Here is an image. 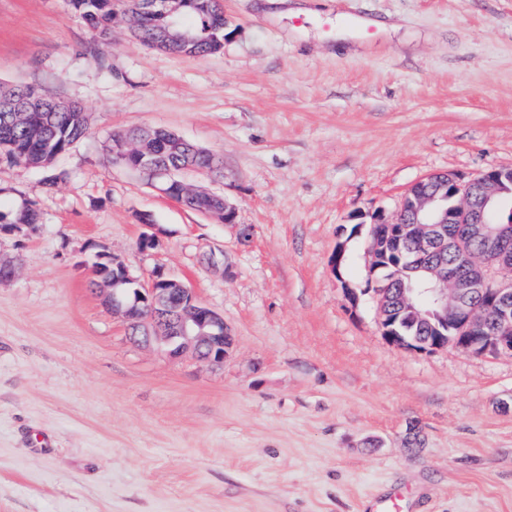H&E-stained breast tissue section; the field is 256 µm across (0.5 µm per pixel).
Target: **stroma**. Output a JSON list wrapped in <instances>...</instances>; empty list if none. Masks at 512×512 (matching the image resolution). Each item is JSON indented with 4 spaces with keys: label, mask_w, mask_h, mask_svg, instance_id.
Wrapping results in <instances>:
<instances>
[{
    "label": "stroma",
    "mask_w": 512,
    "mask_h": 512,
    "mask_svg": "<svg viewBox=\"0 0 512 512\" xmlns=\"http://www.w3.org/2000/svg\"><path fill=\"white\" fill-rule=\"evenodd\" d=\"M261 2L218 0L224 46L200 57L121 13L103 45L68 0H0V83L90 122L53 190L0 164V211L41 213L0 230V512H373L395 492L512 512V356L388 342L366 253L414 183L512 168V0ZM141 127L223 157L181 178L234 223L109 161ZM99 254L194 288L234 338L223 365L131 341L88 286Z\"/></svg>",
    "instance_id": "1"
}]
</instances>
